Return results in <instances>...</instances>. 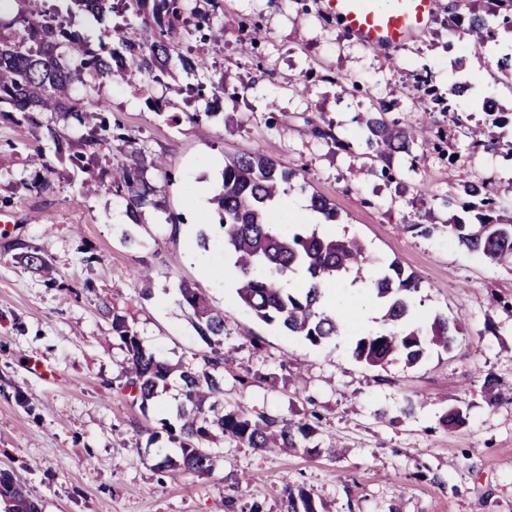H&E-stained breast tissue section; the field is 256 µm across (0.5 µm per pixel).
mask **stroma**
Masks as SVG:
<instances>
[{"label":"stroma","mask_w":512,"mask_h":512,"mask_svg":"<svg viewBox=\"0 0 512 512\" xmlns=\"http://www.w3.org/2000/svg\"><path fill=\"white\" fill-rule=\"evenodd\" d=\"M454 4L440 0L426 29L380 54L351 39L323 0H223L235 24L222 48L194 44L212 77L231 79L222 111L183 120L185 102L166 91L187 82L177 68L148 88L105 85L128 139L85 169L57 163L33 126L0 116V213L10 221L0 234V469L22 477L41 512H227L230 500L280 512L287 488L304 489L318 512H512V403L495 402L484 386L491 376L512 388V271L450 242L446 230L475 223V212L448 202L449 185L475 177L493 179L496 213L512 217V93L486 71L512 53V30L495 25L474 53L468 38L448 33ZM490 100L499 121L481 108ZM372 110L426 128L431 145L383 164L366 152L356 120ZM315 125L331 137L314 136ZM491 134L495 150L470 152ZM263 146L296 171L288 194L327 198L337 237L357 238L374 269L396 261L418 277L415 323L437 315L458 323L451 349L371 368L352 348L358 335L387 330L383 317L352 319L314 346L245 310L233 281L207 275V263L224 260L215 207L198 216L210 227L204 247L185 216L217 194L225 160ZM38 147L52 164L40 193L30 186ZM135 150L161 159L169 176L149 171L157 206L140 223L117 224L126 202L106 192L108 169ZM33 251L49 260L50 277L26 265ZM141 268L151 271L147 298L132 276ZM184 281L224 315L225 408L318 414L305 448L269 454L219 436L210 474L157 469L160 455L177 452L166 428L179 423L178 379L144 408L121 392L125 354L101 307L125 316L173 367L194 365L205 345L177 293ZM451 408L465 426L440 425ZM332 441L344 450L336 459L325 453Z\"/></svg>","instance_id":"obj_1"}]
</instances>
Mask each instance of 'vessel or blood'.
<instances>
[{"label": "vessel or blood", "instance_id": "obj_1", "mask_svg": "<svg viewBox=\"0 0 512 512\" xmlns=\"http://www.w3.org/2000/svg\"><path fill=\"white\" fill-rule=\"evenodd\" d=\"M437 0H325L327 14L363 47L388 52L424 30Z\"/></svg>", "mask_w": 512, "mask_h": 512}]
</instances>
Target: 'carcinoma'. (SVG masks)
<instances>
[{
	"mask_svg": "<svg viewBox=\"0 0 512 512\" xmlns=\"http://www.w3.org/2000/svg\"><path fill=\"white\" fill-rule=\"evenodd\" d=\"M18 10L11 17L0 16V116L20 125L34 121V114L50 118L38 125L41 139L55 148L58 161L65 159L79 167L86 159L98 158L113 139L125 134L118 122L104 115L107 107L99 98L100 88L115 79L127 84L160 80L170 65H180L192 80L179 87V95L191 100H208L223 86L206 76V57L182 48L192 39L210 41L219 47L224 38V15L218 13L219 0H204L209 9L192 5V0H15ZM82 12L97 21L111 14H130L150 28L144 38L136 28H113L120 48L99 39L95 45L70 26V19ZM465 34L475 52L493 38L494 29L485 15L469 11ZM368 131L366 144L377 156L388 161L395 153H407L417 141L414 130L395 131L380 112L362 115ZM80 133L83 151L66 154L64 131ZM151 169L162 171L155 158L144 152L131 155L129 161L111 169L107 190L126 201L132 223H140L142 208L152 204L156 186L147 179ZM297 178L293 170L282 167L273 155L258 149L224 163L223 188L212 203L219 214L218 228L224 249L234 260L237 271L236 293L254 316L267 324H276L284 332L301 336L318 346L349 326L341 311L322 309L326 287L338 276L362 274L366 255L353 240L320 235L302 230L295 224L274 228L272 205L285 186ZM489 178H475L460 184L458 195L466 207L479 211L476 224L448 225V238L468 251L504 267L512 266V218L495 219L496 195ZM311 209L328 222L336 221V210L329 200L312 195ZM288 273L301 274V287L279 285ZM370 283L377 296L386 302L385 321L395 329L367 334L355 343L353 355L369 367H382L394 356L403 355L417 363L428 348L448 349L457 331L448 318L437 315L426 327H412L413 294L418 281L397 262L374 272ZM182 301L196 318L195 328L207 350L197 370L186 367L179 373V384L187 406L179 415V428L168 427L169 439L179 448L176 456L164 455L157 467L166 471L208 474L214 466V453L204 454L213 439V430L248 448L262 451L305 447L316 432L309 419L295 421L285 417L259 414L245 409L226 410L217 400L224 393V365L228 361L218 337L224 334V315L211 309L198 289L184 281L179 287ZM112 335L126 354L125 383L122 389L134 402L144 406L167 384L173 368L156 352L146 348L125 316L109 309ZM0 487L8 491L4 512H41L39 503L24 484L8 470H0ZM283 512H316L311 497L304 491H285Z\"/></svg>",
	"mask_w": 512,
	"mask_h": 512,
	"instance_id": "cac0c4a2",
	"label": "carcinoma"
}]
</instances>
